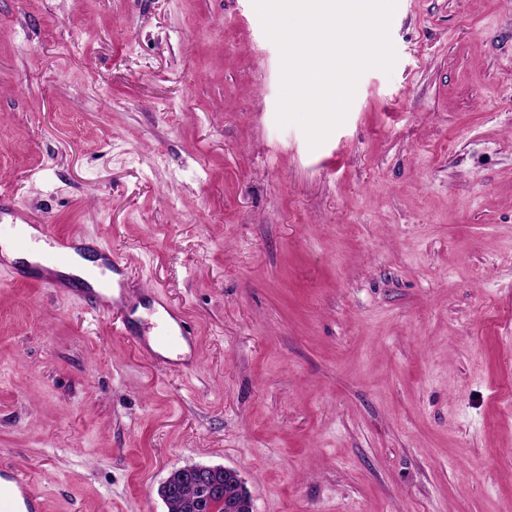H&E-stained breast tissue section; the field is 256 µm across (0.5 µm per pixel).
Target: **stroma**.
Listing matches in <instances>:
<instances>
[{
  "instance_id": "35a3bbf8",
  "label": "stroma",
  "mask_w": 512,
  "mask_h": 512,
  "mask_svg": "<svg viewBox=\"0 0 512 512\" xmlns=\"http://www.w3.org/2000/svg\"><path fill=\"white\" fill-rule=\"evenodd\" d=\"M390 37L313 149L252 0H0V194L127 262L123 319L0 259V466L45 512H167L195 463L254 512H512V0Z\"/></svg>"
}]
</instances>
